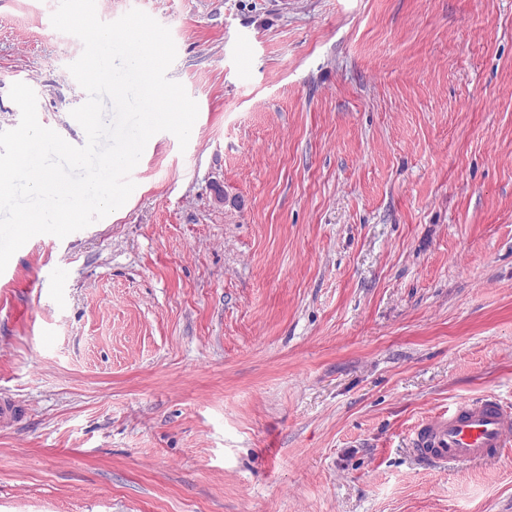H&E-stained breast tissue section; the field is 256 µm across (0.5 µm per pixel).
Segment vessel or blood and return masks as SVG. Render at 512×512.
<instances>
[{"instance_id":"obj_1","label":"vessel or blood","mask_w":512,"mask_h":512,"mask_svg":"<svg viewBox=\"0 0 512 512\" xmlns=\"http://www.w3.org/2000/svg\"><path fill=\"white\" fill-rule=\"evenodd\" d=\"M411 446L415 459L431 469L501 459L512 447V409L492 395L458 402L423 420Z\"/></svg>"}]
</instances>
